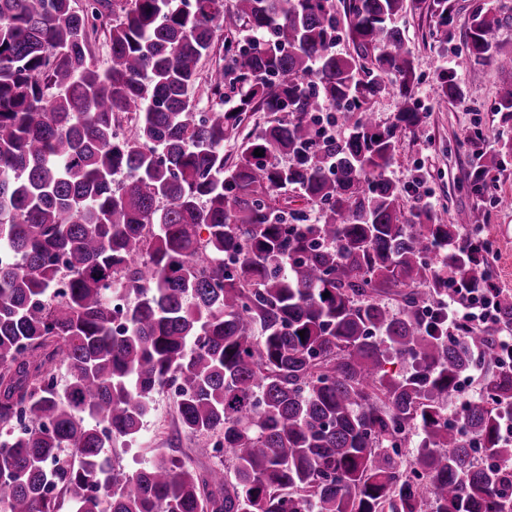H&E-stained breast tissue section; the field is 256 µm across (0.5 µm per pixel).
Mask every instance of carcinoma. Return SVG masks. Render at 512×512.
<instances>
[{
	"mask_svg": "<svg viewBox=\"0 0 512 512\" xmlns=\"http://www.w3.org/2000/svg\"><path fill=\"white\" fill-rule=\"evenodd\" d=\"M342 3L344 25L333 0H0V512H512V371L492 331L428 316L448 275L486 285L483 244L430 207L405 216L385 176L425 118L405 0ZM431 9L446 42L453 5ZM511 20L472 12L441 97H462L473 62L512 76L495 39ZM242 24L253 38L210 73L201 112L199 62ZM229 74L245 91L226 109ZM385 93L402 103L387 126L370 110ZM495 111L512 112V79ZM350 112L335 139L321 116ZM507 153L478 155L474 190ZM474 368L482 389L452 418ZM173 383L213 465L124 473L108 449Z\"/></svg>",
	"mask_w": 512,
	"mask_h": 512,
	"instance_id": "carcinoma-1",
	"label": "carcinoma"
}]
</instances>
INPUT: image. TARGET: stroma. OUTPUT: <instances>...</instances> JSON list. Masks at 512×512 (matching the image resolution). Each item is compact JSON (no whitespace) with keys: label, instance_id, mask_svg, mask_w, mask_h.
Returning a JSON list of instances; mask_svg holds the SVG:
<instances>
[{"label":"stroma","instance_id":"obj_1","mask_svg":"<svg viewBox=\"0 0 512 512\" xmlns=\"http://www.w3.org/2000/svg\"><path fill=\"white\" fill-rule=\"evenodd\" d=\"M431 2L417 0L401 20L420 78L415 97L427 114L426 134L421 138L400 135L387 175L400 192L404 211L427 205L442 211L448 223L465 225L468 236L486 241L489 248L484 259L490 280L512 293V207L501 203L502 198L512 197V154L504 155L500 167L492 172L493 191L478 196L468 188L472 150L464 138L466 132L476 131L487 150L495 151L502 140L512 137V115L494 109L507 76L492 61L472 64L460 75L462 99L455 103L440 97L435 85L438 70L465 50L472 10L478 6L507 9L512 0H451L454 20L444 43L428 36L435 24ZM202 445L201 439L180 432L174 395L165 388L156 394L141 436L130 445H116L112 458L115 465L132 472L173 448L191 466L203 469L211 460L200 454Z\"/></svg>","mask_w":512,"mask_h":512}]
</instances>
